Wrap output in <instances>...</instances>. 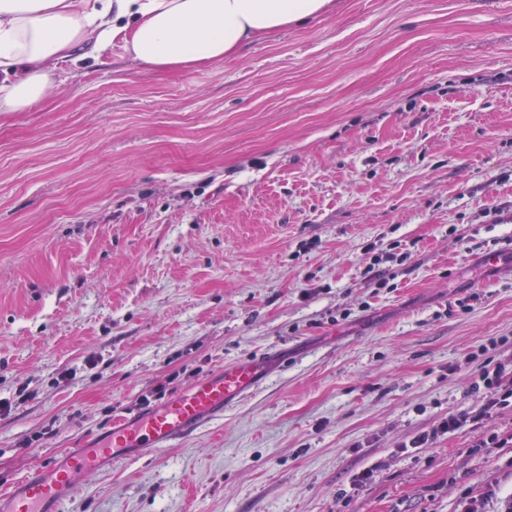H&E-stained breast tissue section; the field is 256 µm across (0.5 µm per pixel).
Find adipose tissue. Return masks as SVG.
Segmentation results:
<instances>
[{
	"label": "adipose tissue",
	"mask_w": 512,
	"mask_h": 512,
	"mask_svg": "<svg viewBox=\"0 0 512 512\" xmlns=\"http://www.w3.org/2000/svg\"><path fill=\"white\" fill-rule=\"evenodd\" d=\"M334 0H0V112H22L114 40L150 67L193 70L309 22Z\"/></svg>",
	"instance_id": "1"
}]
</instances>
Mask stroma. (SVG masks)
<instances>
[{
	"instance_id": "1",
	"label": "stroma",
	"mask_w": 512,
	"mask_h": 512,
	"mask_svg": "<svg viewBox=\"0 0 512 512\" xmlns=\"http://www.w3.org/2000/svg\"><path fill=\"white\" fill-rule=\"evenodd\" d=\"M0 112V492L257 352L267 385L77 512H457L512 493V0H336L192 71L121 43ZM381 257L394 274L371 285ZM373 470V478L355 477ZM506 338L500 340L492 339L488 344L482 345L478 350V355H471L469 360L476 359L482 356L483 360L480 363L478 381L474 382L472 389L475 392H480L483 388V404L479 409V413L470 418L469 416H458L456 414H448V417L442 418L437 427L428 433H421L414 436L409 440L411 448H424L433 440L438 433L448 434L454 432L465 425L467 419H492L499 410L512 406V370L507 372L506 365L495 362V354L500 345L506 343ZM508 382L505 386L504 382Z\"/></svg>"
}]
</instances>
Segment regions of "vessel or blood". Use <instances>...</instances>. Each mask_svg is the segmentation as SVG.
<instances>
[{
  "label": "vessel or blood",
  "mask_w": 512,
  "mask_h": 512,
  "mask_svg": "<svg viewBox=\"0 0 512 512\" xmlns=\"http://www.w3.org/2000/svg\"><path fill=\"white\" fill-rule=\"evenodd\" d=\"M266 381L264 359L255 357L198 380L158 410L117 419L89 447L29 470L0 495V512H74L72 490L81 476L172 446L223 418Z\"/></svg>",
  "instance_id": "1"
}]
</instances>
